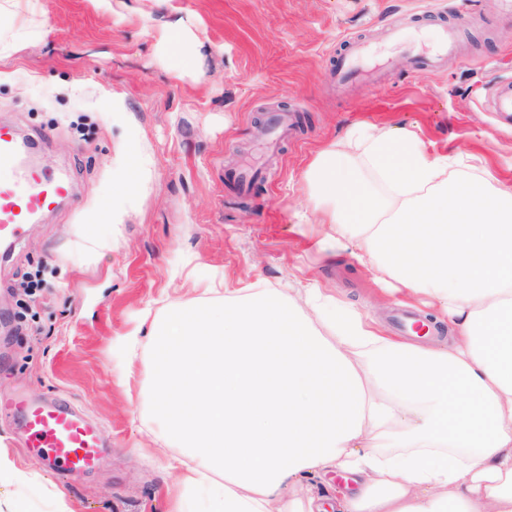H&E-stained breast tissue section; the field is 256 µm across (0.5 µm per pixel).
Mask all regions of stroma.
<instances>
[{
	"label": "stroma",
	"mask_w": 512,
	"mask_h": 512,
	"mask_svg": "<svg viewBox=\"0 0 512 512\" xmlns=\"http://www.w3.org/2000/svg\"><path fill=\"white\" fill-rule=\"evenodd\" d=\"M41 3L30 34L0 52V124L29 138L42 163L67 167L73 188L0 258V395L67 400L100 425L111 461L60 475L0 415V451L31 476L0 485V512H171L179 496L191 505L196 496L167 466L178 448L158 437L155 359L144 348L118 360L124 337L210 305L192 285L206 273L230 288L315 282L399 335L398 297L298 234L294 214L308 204L300 173L367 121L415 131L512 181V115L494 107L512 87V11L504 0H131L119 21L91 0ZM418 14L419 47L432 46L436 23L457 34L455 54L430 73L385 38ZM171 31L207 49L180 78L160 45ZM351 39L370 42V65L387 66L381 84L335 85ZM276 112L298 127L276 145L270 176L239 194L228 174L262 161ZM131 153L144 163L143 187L114 222L92 227L91 247L86 219ZM33 272L43 284L31 296L21 282Z\"/></svg>",
	"instance_id": "35a3bbf8"
}]
</instances>
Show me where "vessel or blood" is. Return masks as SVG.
<instances>
[{
	"label": "vessel or blood",
	"mask_w": 512,
	"mask_h": 512,
	"mask_svg": "<svg viewBox=\"0 0 512 512\" xmlns=\"http://www.w3.org/2000/svg\"><path fill=\"white\" fill-rule=\"evenodd\" d=\"M455 30L440 26L431 50L411 54L417 70L430 72L447 58ZM368 49L359 42L337 57L333 69L336 83L359 73V62ZM71 194L69 179L58 172L24 166L18 159L16 132L0 125V244L9 246L26 232L33 215L52 210ZM0 410L20 419L27 445L39 449L52 466L64 473L94 469L101 454L99 428L60 400L22 395L0 400Z\"/></svg>",
	"instance_id": "b4317fda"
}]
</instances>
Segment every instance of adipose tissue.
I'll return each instance as SVG.
<instances>
[{
	"instance_id": "1",
	"label": "adipose tissue",
	"mask_w": 512,
	"mask_h": 512,
	"mask_svg": "<svg viewBox=\"0 0 512 512\" xmlns=\"http://www.w3.org/2000/svg\"><path fill=\"white\" fill-rule=\"evenodd\" d=\"M301 180L314 247L438 309L448 338L394 339L315 286L299 303L209 283L207 311L126 340L155 355L183 489L206 512H512V184L366 122ZM336 469L353 487L292 496Z\"/></svg>"
}]
</instances>
